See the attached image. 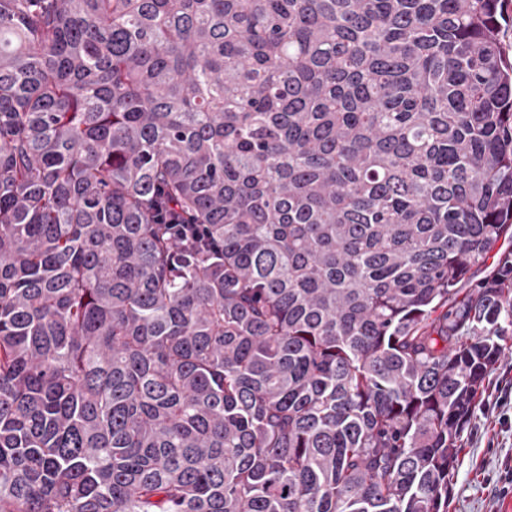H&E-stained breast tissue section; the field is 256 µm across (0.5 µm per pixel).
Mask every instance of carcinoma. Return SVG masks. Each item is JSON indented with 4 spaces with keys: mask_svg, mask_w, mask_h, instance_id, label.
Returning <instances> with one entry per match:
<instances>
[{
    "mask_svg": "<svg viewBox=\"0 0 512 512\" xmlns=\"http://www.w3.org/2000/svg\"><path fill=\"white\" fill-rule=\"evenodd\" d=\"M502 2L0 0V512H448Z\"/></svg>",
    "mask_w": 512,
    "mask_h": 512,
    "instance_id": "1",
    "label": "carcinoma"
}]
</instances>
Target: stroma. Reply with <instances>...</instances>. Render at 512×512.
Here are the masks:
<instances>
[{
  "label": "stroma",
  "instance_id": "stroma-1",
  "mask_svg": "<svg viewBox=\"0 0 512 512\" xmlns=\"http://www.w3.org/2000/svg\"><path fill=\"white\" fill-rule=\"evenodd\" d=\"M512 356L485 383L450 478L448 512H504L512 501Z\"/></svg>",
  "mask_w": 512,
  "mask_h": 512
}]
</instances>
